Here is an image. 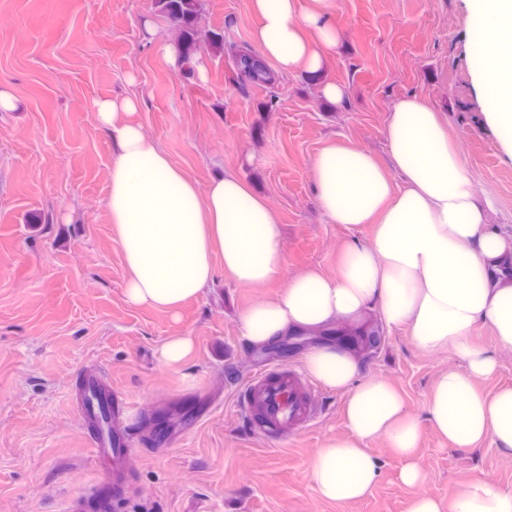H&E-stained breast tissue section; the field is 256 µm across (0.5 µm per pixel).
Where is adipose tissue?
Segmentation results:
<instances>
[{
	"mask_svg": "<svg viewBox=\"0 0 512 512\" xmlns=\"http://www.w3.org/2000/svg\"><path fill=\"white\" fill-rule=\"evenodd\" d=\"M477 15L470 66L487 100L486 120L512 153V77L503 78L488 46L493 25L512 14V0H474ZM257 22L251 42L283 74L315 73L342 37L336 0H251ZM114 146L107 213L127 271L126 299L179 316L224 269L242 285H278L271 298L247 308L240 336L257 347L294 332L341 323L364 332L370 316L404 330L417 349L453 351L464 369L440 372L427 396L429 423L449 445H489L512 454V386L484 394L480 379L496 361L478 342L490 327L512 348V232L488 222L448 125L423 98L391 106L385 128L387 162L358 146L323 147L313 164L315 193L328 222L351 230L370 226L369 242L350 244L336 275L316 270L288 275L278 214L234 171L210 181L206 192L186 178L143 129L126 121L134 100L95 104ZM360 349L324 345L307 353L308 372L345 394V437L328 441L307 463V476L326 500L351 502L379 479L369 441L383 439L400 458L401 483L421 484L415 456L420 424L383 376L366 374ZM409 512H512V489L476 477L448 507L413 500Z\"/></svg>",
	"mask_w": 512,
	"mask_h": 512,
	"instance_id": "ef3b65f1",
	"label": "adipose tissue"
}]
</instances>
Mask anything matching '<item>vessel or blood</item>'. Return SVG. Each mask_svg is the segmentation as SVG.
I'll return each instance as SVG.
<instances>
[{"label":"vessel or blood","mask_w":512,"mask_h":512,"mask_svg":"<svg viewBox=\"0 0 512 512\" xmlns=\"http://www.w3.org/2000/svg\"><path fill=\"white\" fill-rule=\"evenodd\" d=\"M313 386L309 379L292 367L261 369L245 383L242 405L247 425L253 435L269 439L279 433L310 428L317 412L312 402ZM96 458L106 476L92 486L86 497L97 512H109L112 498L124 486L126 471L120 463L131 451V439L122 429L92 438Z\"/></svg>","instance_id":"vessel-or-blood-1"}]
</instances>
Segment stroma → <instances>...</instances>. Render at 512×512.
<instances>
[{
  "mask_svg": "<svg viewBox=\"0 0 512 512\" xmlns=\"http://www.w3.org/2000/svg\"><path fill=\"white\" fill-rule=\"evenodd\" d=\"M202 23L250 45L249 0H203ZM342 43L316 74L279 75L277 101L241 96L224 59L200 53L184 77L160 49L171 38L153 0H0V86L19 108L0 112V512H65L101 477L79 401L89 374L128 396L120 426L131 434L123 495L112 512H408L415 496L447 501L479 476L512 488V456L442 444L425 403L438 372L462 368L452 352L416 349L403 330L365 337L367 372L389 379L421 423L416 455L426 480L401 484L400 459L369 442L381 477L357 502H330L310 484V455L344 437L342 392L316 384V424L266 441L238 426L245 378L268 365L303 367L313 346L340 343L342 326L246 347L238 317L277 286L238 285L225 273L179 318L128 303L122 252L106 201L112 143L95 103L132 97L129 117L198 188L224 170L248 180L277 212L288 274L332 275L352 238L327 223L315 196L313 161L327 144L357 145L387 161L392 102L427 100L448 122L490 224L512 226V158L484 121L469 66L472 0H336ZM345 85L344 105L323 99ZM189 336L176 368L162 346ZM165 405L183 436L155 442L154 408Z\"/></svg>",
  "mask_w": 512,
  "mask_h": 512,
  "instance_id": "35a3bbf8",
  "label": "stroma"
}]
</instances>
